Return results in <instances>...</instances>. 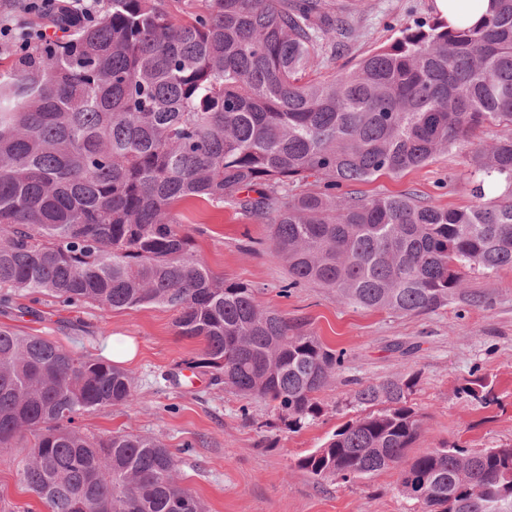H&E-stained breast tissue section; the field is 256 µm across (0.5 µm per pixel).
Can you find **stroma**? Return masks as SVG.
I'll list each match as a JSON object with an SVG mask.
<instances>
[{"mask_svg": "<svg viewBox=\"0 0 512 512\" xmlns=\"http://www.w3.org/2000/svg\"><path fill=\"white\" fill-rule=\"evenodd\" d=\"M353 29L343 52H324L312 77L324 80L353 67L365 55L389 46L402 29L434 21L433 0H333ZM468 145L444 150L426 165L393 176L381 174L342 187L345 195L382 197L406 193L442 207L472 205ZM192 249L216 274L256 289L259 302L281 311L329 348L345 351L342 368L319 393L321 412L293 430L265 402L214 385L209 376L187 378L188 360L204 344L179 336L172 311L145 306L108 312L90 305H66L17 290L0 325L59 342L94 357L112 343L132 341L125 361L135 384L128 408L93 411L78 420L83 431L105 436L124 430L158 439L176 455L185 486L209 512H421L398 490L399 469L348 482L308 475L297 460L319 448L338 427L362 413L354 393L370 383L418 375L411 402L423 433L411 455L444 443L465 448L512 445V268L486 276L465 271L464 286L481 294L476 306L449 303L429 314L366 310L337 300L331 290L310 283L280 289L288 266L268 245V227L232 207L186 203ZM487 383L486 402L465 389ZM24 454L0 452V503L10 512H47L20 481Z\"/></svg>", "mask_w": 512, "mask_h": 512, "instance_id": "1", "label": "stroma"}]
</instances>
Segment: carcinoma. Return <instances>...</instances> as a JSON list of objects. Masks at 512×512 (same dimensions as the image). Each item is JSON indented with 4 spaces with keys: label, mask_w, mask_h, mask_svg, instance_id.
<instances>
[{
    "label": "carcinoma",
    "mask_w": 512,
    "mask_h": 512,
    "mask_svg": "<svg viewBox=\"0 0 512 512\" xmlns=\"http://www.w3.org/2000/svg\"><path fill=\"white\" fill-rule=\"evenodd\" d=\"M474 27H407L329 81L304 76L336 52L348 19L329 0H204L184 20L165 0H105L0 70V307L27 290L104 311L158 305L200 339L214 384L268 402L298 429L345 359L255 289L191 250L180 204H228L268 222L290 282L349 305L406 314L482 296L463 271L512 267V0ZM499 128L469 156L473 205L413 196H338L344 184L399 175ZM322 185L305 189L309 178ZM505 190L484 199L485 181ZM414 376L369 384L384 405L336 430L297 467L350 480L400 468L424 512H512V445L443 444L422 435ZM134 379L109 360L0 325V448L21 447V479L49 512H206L175 454L138 434L106 438L84 414L129 407Z\"/></svg>",
    "instance_id": "carcinoma-1"
}]
</instances>
